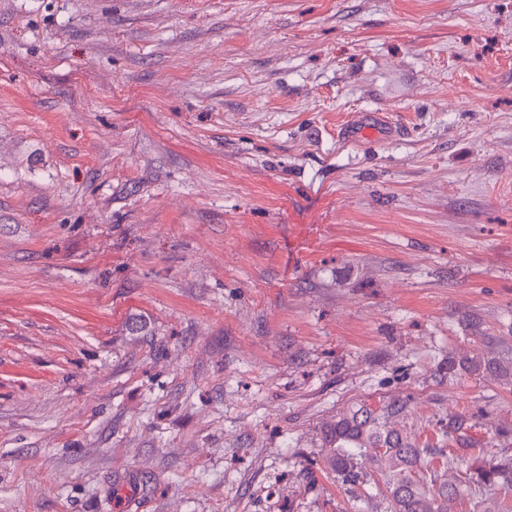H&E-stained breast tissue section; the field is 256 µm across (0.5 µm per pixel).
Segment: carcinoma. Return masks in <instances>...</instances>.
Returning <instances> with one entry per match:
<instances>
[{
    "mask_svg": "<svg viewBox=\"0 0 512 512\" xmlns=\"http://www.w3.org/2000/svg\"><path fill=\"white\" fill-rule=\"evenodd\" d=\"M448 370L468 374L493 373L512 381V363L475 354L459 363L448 361ZM406 405L391 400L379 407L357 403L336 413L322 432L328 466L345 485H356L372 473L385 478L389 512H449L448 502L463 487L478 491L512 488V462L478 463L461 469L448 459L432 465L436 449L419 445L391 426Z\"/></svg>",
    "mask_w": 512,
    "mask_h": 512,
    "instance_id": "carcinoma-1",
    "label": "carcinoma"
}]
</instances>
